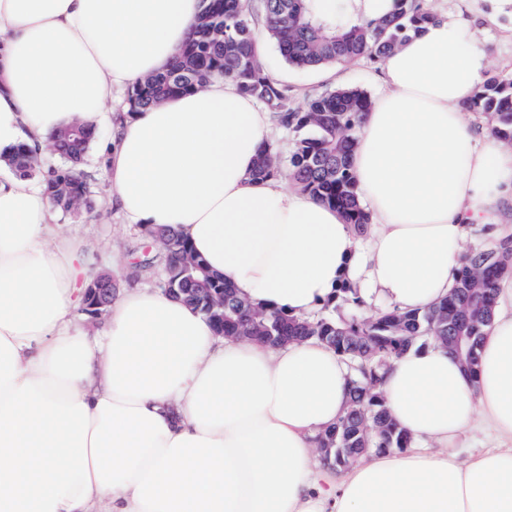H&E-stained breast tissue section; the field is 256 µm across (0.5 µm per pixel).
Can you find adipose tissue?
<instances>
[{
    "label": "adipose tissue",
    "instance_id": "ef3b65f1",
    "mask_svg": "<svg viewBox=\"0 0 512 512\" xmlns=\"http://www.w3.org/2000/svg\"><path fill=\"white\" fill-rule=\"evenodd\" d=\"M200 0H0V153L98 127L116 94L165 72ZM485 58L448 15L380 63L351 157L371 222L277 179L254 181L271 113L229 79L127 114L99 142L110 201L173 228L238 296L306 318L345 281L421 311L446 298L471 225L512 223V149L461 107ZM79 246L41 178L0 161V512H512V272L470 375L445 347L391 360L380 390L411 447L339 475L315 448L345 415L330 346L218 335L193 306L117 291L99 335L77 329ZM496 450L459 460L460 434Z\"/></svg>",
    "mask_w": 512,
    "mask_h": 512
}]
</instances>
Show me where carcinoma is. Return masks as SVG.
Returning <instances> with one entry per match:
<instances>
[{
	"mask_svg": "<svg viewBox=\"0 0 512 512\" xmlns=\"http://www.w3.org/2000/svg\"><path fill=\"white\" fill-rule=\"evenodd\" d=\"M267 40L291 67L315 70L333 63L380 62L400 40L436 18L428 0H396L394 11L368 17L365 3L355 0H260ZM193 35L177 52L169 69L135 84L128 95L129 111L140 112L177 93L194 91L213 78L234 80L238 88L273 113L280 124L305 131L288 159L291 181L314 200L339 209L347 223L362 229L368 214L361 206L350 156L370 110V95L359 88H341L308 99L298 110L288 108V87L260 60L261 40L251 24L252 0H201ZM465 109L490 118V133L512 149V74L486 78ZM61 163L48 168L47 191L63 212L91 206L92 187L78 165L93 140L88 127L74 123L54 134ZM25 176L34 174L40 159L19 145L6 156ZM281 172V162L265 145L254 178L263 181ZM168 241L155 244L166 270L164 293L197 306L213 325L224 323V335L256 337L271 345L314 338L340 354L353 375L346 415L329 436L336 447L350 449L344 462L330 459V468L343 470L371 451L408 447L410 438L389 416L376 388L389 360L420 338L441 341L461 332L473 337L471 362L476 372L479 351L491 323L495 289L512 267V235L490 248L474 247L460 259L448 297L421 311L387 309L372 318L356 315L336 320V305L326 314L297 319L276 310H257L238 297L208 269L191 245L173 229H163ZM224 290V308L196 305L193 289L199 281ZM381 432H366L360 415Z\"/></svg>",
	"mask_w": 512,
	"mask_h": 512,
	"instance_id": "carcinoma-1",
	"label": "carcinoma"
}]
</instances>
